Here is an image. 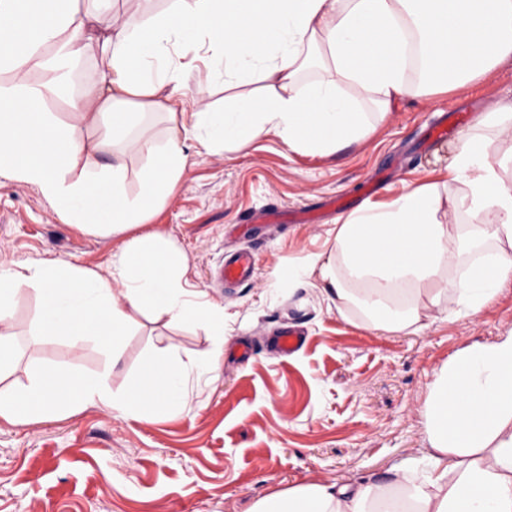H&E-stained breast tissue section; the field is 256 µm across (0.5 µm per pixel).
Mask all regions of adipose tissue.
Instances as JSON below:
<instances>
[{
	"label": "adipose tissue",
	"instance_id": "obj_1",
	"mask_svg": "<svg viewBox=\"0 0 512 512\" xmlns=\"http://www.w3.org/2000/svg\"><path fill=\"white\" fill-rule=\"evenodd\" d=\"M78 2L0 0V71L12 75L0 85V175L37 187L80 229L127 240L107 277L68 263L0 267V374L15 357L14 301L29 290L36 335L92 340L113 357L135 314L172 324L207 315L218 340L199 368L218 373L223 306L195 302L182 254L163 232L139 230L178 181L187 141L208 152L274 135L330 153L366 139L395 103L462 89L512 61V0H172L168 14L147 20L114 14L112 0H87L83 13ZM190 41L206 45L226 84L244 74L262 96L222 111L188 108L185 66L170 50ZM92 52L103 77L73 99L72 115L92 118L98 136L81 142L44 101ZM312 65L321 78L302 83ZM35 67L53 72V84H31ZM159 93L172 123L136 196L120 162L68 179L81 157L130 143L134 109ZM448 175L447 189L412 184L385 207L349 213L329 256L310 259L339 315L378 333L417 332L425 313L477 314L512 282V99L450 143ZM190 369L162 352L119 393L103 374L41 371L0 389V418L23 423L98 403L148 421L185 407ZM425 417L426 473L409 462L383 480L297 486L254 512H512V332L439 368Z\"/></svg>",
	"mask_w": 512,
	"mask_h": 512
}]
</instances>
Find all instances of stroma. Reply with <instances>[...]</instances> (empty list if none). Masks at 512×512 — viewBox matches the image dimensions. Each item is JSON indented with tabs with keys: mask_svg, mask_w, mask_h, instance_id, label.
<instances>
[{
	"mask_svg": "<svg viewBox=\"0 0 512 512\" xmlns=\"http://www.w3.org/2000/svg\"><path fill=\"white\" fill-rule=\"evenodd\" d=\"M183 56L189 88L203 87L212 107L258 89L246 80L225 88L200 46ZM511 96L507 62L465 89L402 101L364 141L330 154L294 150L274 136L239 151L189 148L147 228L164 231L183 253L202 302L224 308L218 377L191 375L186 409L149 421L97 404L26 424L0 419V512H251L257 500L297 485L382 477L422 458L436 371L464 348L512 331V284L477 315L381 334L343 319L310 287L289 285L288 276L328 253L341 216L329 200L383 206L407 184L447 182L449 141L430 138V130L448 114L472 118ZM144 120L148 135L123 157L132 195L169 125L155 107ZM381 173L385 181L365 195V184ZM124 243L67 224L36 187L0 176V267L64 262L106 276ZM243 248L257 254L253 276L221 282L225 259ZM37 317L35 293H21L13 315L18 355L4 384L28 383L51 365L108 372L111 390L120 392L158 349L189 362L213 346L202 324L172 326L145 312L135 315L114 362L95 342L76 349L65 338L35 335ZM288 328L304 345L268 358V338ZM244 340L254 348L246 360L236 351Z\"/></svg>",
	"mask_w": 512,
	"mask_h": 512,
	"instance_id": "1",
	"label": "stroma"
}]
</instances>
